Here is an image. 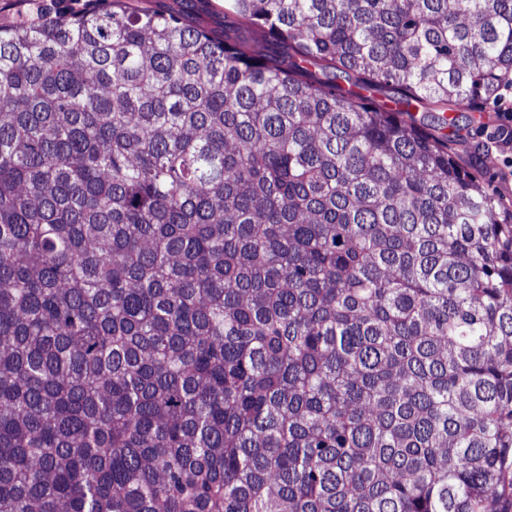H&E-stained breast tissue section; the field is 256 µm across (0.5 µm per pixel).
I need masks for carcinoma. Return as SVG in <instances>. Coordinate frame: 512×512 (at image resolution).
<instances>
[{"instance_id":"cac0c4a2","label":"carcinoma","mask_w":512,"mask_h":512,"mask_svg":"<svg viewBox=\"0 0 512 512\" xmlns=\"http://www.w3.org/2000/svg\"><path fill=\"white\" fill-rule=\"evenodd\" d=\"M224 15L0 25V512H512V0ZM510 102L512 89L502 92ZM491 104L494 112L479 114L464 112L459 119L458 135L468 145V153L463 147H456L460 153L459 163L472 174L480 177L495 200L499 212L507 216L512 212V139L505 136L510 130L512 134V108H505L503 112L499 102ZM501 112V113H500ZM507 124V127L504 125ZM471 152V154L469 153Z\"/></svg>"}]
</instances>
